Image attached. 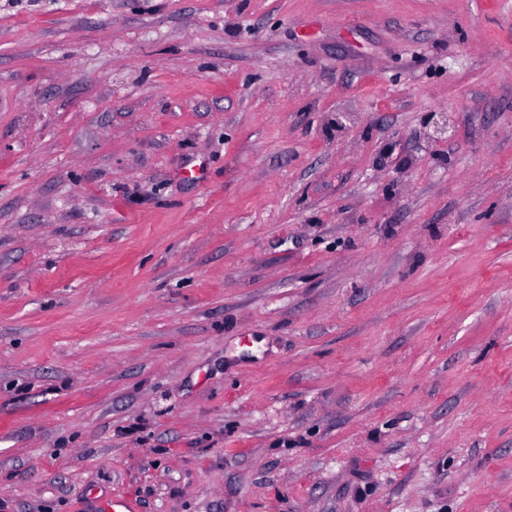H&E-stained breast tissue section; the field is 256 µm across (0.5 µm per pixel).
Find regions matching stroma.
<instances>
[{"label":"stroma","instance_id":"1","mask_svg":"<svg viewBox=\"0 0 512 512\" xmlns=\"http://www.w3.org/2000/svg\"><path fill=\"white\" fill-rule=\"evenodd\" d=\"M115 494L512 512V0H0V512Z\"/></svg>","mask_w":512,"mask_h":512}]
</instances>
